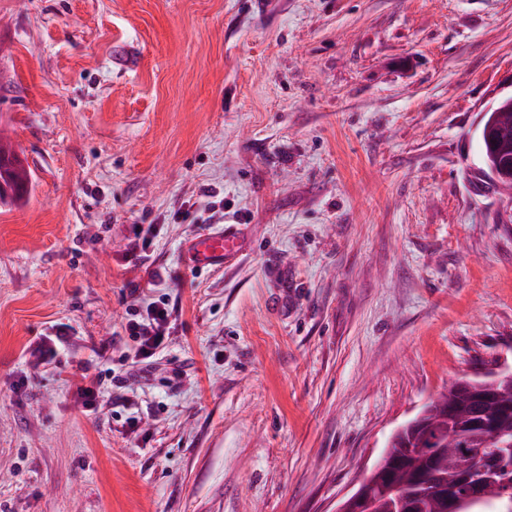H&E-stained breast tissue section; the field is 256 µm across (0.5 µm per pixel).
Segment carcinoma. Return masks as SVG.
Returning a JSON list of instances; mask_svg holds the SVG:
<instances>
[{
    "mask_svg": "<svg viewBox=\"0 0 512 512\" xmlns=\"http://www.w3.org/2000/svg\"><path fill=\"white\" fill-rule=\"evenodd\" d=\"M484 121L492 122L497 145L506 149L501 154L491 150L485 138H480L485 172L504 161L512 164V103L499 102ZM15 150L0 140V206L17 204L29 193L32 172L13 165ZM429 423L389 440L385 455L378 460V471L369 478V493L374 512H392L397 496L408 500V512H441L440 493L449 491L464 497L468 483L457 471L453 460H436L440 448L448 447V433L455 436V447L461 450L482 444L484 431L478 420L495 421L501 440L512 441V417L503 413L512 409V382L502 384L498 394L485 400L462 396L456 383L431 399L427 404ZM512 485V461L489 477L485 485L487 499L472 508V512H512V496L501 491Z\"/></svg>",
    "mask_w": 512,
    "mask_h": 512,
    "instance_id": "obj_1",
    "label": "carcinoma"
}]
</instances>
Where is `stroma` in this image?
Returning <instances> with one entry per match:
<instances>
[{
	"mask_svg": "<svg viewBox=\"0 0 512 512\" xmlns=\"http://www.w3.org/2000/svg\"><path fill=\"white\" fill-rule=\"evenodd\" d=\"M505 95L512 0H0L33 173L0 209V512H334L429 396L512 369L478 142ZM230 224L234 262L182 264ZM150 280L171 330L139 364ZM96 375H89L87 372L82 375L80 382L76 385V393L82 400L86 411L94 412L97 409L99 392Z\"/></svg>",
	"mask_w": 512,
	"mask_h": 512,
	"instance_id": "obj_1",
	"label": "stroma"
}]
</instances>
